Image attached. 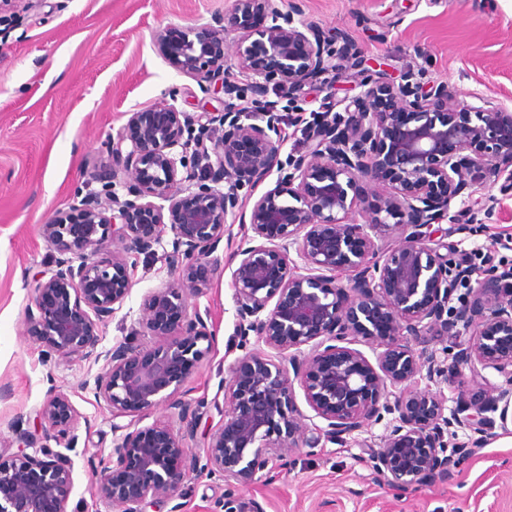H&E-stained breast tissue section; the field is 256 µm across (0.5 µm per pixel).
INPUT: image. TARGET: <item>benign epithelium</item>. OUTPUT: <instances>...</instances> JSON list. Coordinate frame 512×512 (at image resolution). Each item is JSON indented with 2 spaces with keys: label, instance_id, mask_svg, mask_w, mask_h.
Returning <instances> with one entry per match:
<instances>
[{
  "label": "benign epithelium",
  "instance_id": "benign-epithelium-1",
  "mask_svg": "<svg viewBox=\"0 0 512 512\" xmlns=\"http://www.w3.org/2000/svg\"><path fill=\"white\" fill-rule=\"evenodd\" d=\"M168 32L156 36L168 64L205 93L219 87L223 111L185 112L173 91L108 134L112 178L76 190L69 211L42 225L55 257L35 277L24 311L45 359L103 363L93 393L112 415L163 403L182 424H112V465L98 471L93 496L115 512L179 497L196 463L188 448L196 409L183 387L213 342L208 313L192 303L209 287L199 265L224 270L219 246L245 223L252 238L232 256L236 335H254L278 356L249 352L224 380L231 410L204 448L207 470L247 485L286 451L342 446L383 421L379 441L364 443L376 478L401 491L453 480L491 436L490 414L500 412L504 423L512 408V392L484 375L493 369L512 385V263L490 254L474 280L445 242L481 230L478 213L455 208L466 191L500 181L512 189V109L475 92L460 99L449 84H426L411 71L399 84L369 73L357 94L337 97L334 86L357 53L307 20L297 0L286 10L276 0H235L205 35L189 27L173 40ZM232 33L245 84L224 59ZM313 81L325 96L310 112L269 99L282 85ZM285 112L309 147L283 162ZM274 171V184L255 194ZM361 181L374 185L373 196H358ZM391 230L401 244L387 253ZM167 231L163 260L176 281L145 295L127 341L103 348L102 327L130 293L139 256L156 254ZM339 270L354 276L341 283ZM141 334L154 340L147 354L136 342ZM440 336L457 341L438 352L430 342ZM358 342L381 349L376 364L353 348ZM423 374L439 389H413ZM295 380L326 427L300 423ZM467 381L484 387L483 401L448 409L440 386L461 397ZM37 417L64 451L14 418L16 451L0 453V512H68L67 452L77 448L79 415L54 391ZM224 512L262 508L229 492Z\"/></svg>",
  "mask_w": 512,
  "mask_h": 512
}]
</instances>
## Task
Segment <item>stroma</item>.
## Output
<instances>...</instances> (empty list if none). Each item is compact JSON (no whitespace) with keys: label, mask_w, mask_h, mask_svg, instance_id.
Here are the masks:
<instances>
[{"label":"stroma","mask_w":512,"mask_h":512,"mask_svg":"<svg viewBox=\"0 0 512 512\" xmlns=\"http://www.w3.org/2000/svg\"><path fill=\"white\" fill-rule=\"evenodd\" d=\"M234 0H42L0 14V447L12 445L9 423L35 419L51 390L70 398L81 417L70 454L74 489L69 512H99L92 496L94 467L112 452V411L83 382L87 362L44 360L28 336L24 310L33 277L54 252L41 226L68 208L74 191L112 172L104 143L131 113L165 102L170 89L187 112L222 109L223 95L204 93L196 80L173 69L155 43L159 29L205 32ZM305 18L355 45L365 72L384 69L393 82L409 70L445 81L460 98L479 92L512 107V0H299ZM499 203L480 233L449 237L448 249L481 269L491 240L512 237V192L476 185L466 204L478 209L487 195ZM160 259L140 257L132 289L105 327L104 347L136 325L144 295L171 281ZM208 311L210 353L186 384L188 399L202 402L190 446L201 453L225 405L223 380L238 358L265 351L256 338L235 336L230 272H212L196 297ZM373 425L346 446L325 443L270 463L242 501L263 512H512V429L495 424L445 484L402 492L377 482L365 463L363 440L380 438ZM227 487L204 467L182 490V512H224Z\"/></svg>","instance_id":"stroma-1"}]
</instances>
